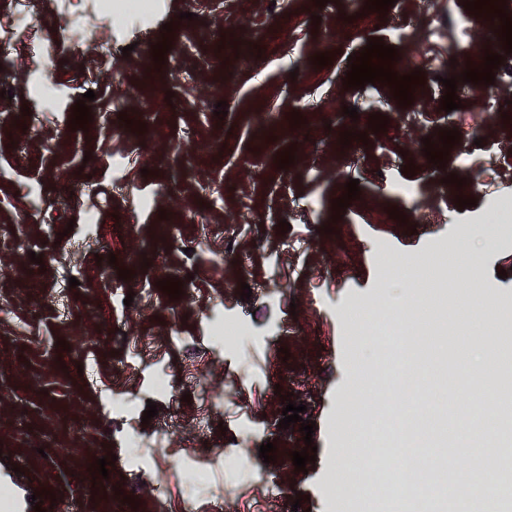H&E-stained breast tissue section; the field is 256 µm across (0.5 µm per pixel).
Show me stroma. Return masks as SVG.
I'll use <instances>...</instances> for the list:
<instances>
[{
    "label": "stroma",
    "instance_id": "35a3bbf8",
    "mask_svg": "<svg viewBox=\"0 0 512 512\" xmlns=\"http://www.w3.org/2000/svg\"><path fill=\"white\" fill-rule=\"evenodd\" d=\"M91 2L41 0L50 53L6 61L11 95L0 97V456L33 490H53L44 512H342L349 489L329 477L351 427L346 395L361 372L385 366L350 337L359 309L394 287L385 262L397 256L468 253V275L429 274L419 305L437 317L432 335L483 361L443 382L425 371L423 387L428 408L477 399L495 419L512 364L488 355L481 324L512 312V219H485L489 196L512 200V151L487 130L512 134V91L497 95L485 127L440 108L442 79L491 19L449 24L444 0H396L383 13L366 0H156L150 27H116L90 17ZM82 21L88 42L75 51L62 35ZM165 37L173 49L160 66L150 49ZM374 37L397 47L398 67L421 71L413 105L385 83L344 87ZM320 53L330 65H315ZM43 82L56 88L55 111L25 113ZM90 90L87 127L61 122ZM373 111L389 119L375 134ZM453 128L446 166L429 163L424 138ZM344 131L356 134L347 146ZM288 149L295 160L279 167ZM450 173L477 184L475 206L457 208ZM351 179L361 195L333 219ZM407 181L410 199L397 191ZM395 207L404 220L390 218ZM161 265L193 280L191 297L143 293ZM71 269L79 284L64 321L47 296ZM221 321L248 332L215 342ZM293 398L315 424L317 457L303 472L287 429L268 425ZM203 411L206 432L191 433ZM267 442L270 463L259 456ZM174 452L203 469L196 489L170 468ZM111 454L108 478L95 477L90 464ZM288 468L293 493L269 495Z\"/></svg>",
    "mask_w": 512,
    "mask_h": 512
}]
</instances>
